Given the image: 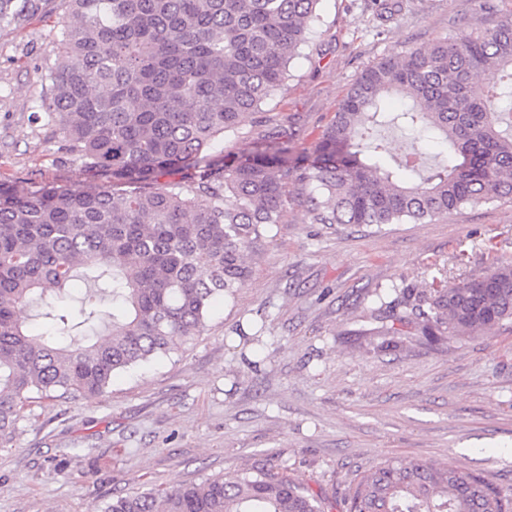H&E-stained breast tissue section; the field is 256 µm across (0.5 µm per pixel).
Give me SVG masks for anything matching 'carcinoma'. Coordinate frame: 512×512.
<instances>
[{
  "instance_id": "obj_1",
  "label": "carcinoma",
  "mask_w": 512,
  "mask_h": 512,
  "mask_svg": "<svg viewBox=\"0 0 512 512\" xmlns=\"http://www.w3.org/2000/svg\"><path fill=\"white\" fill-rule=\"evenodd\" d=\"M39 109L97 184H0V446L33 395H99L119 372L198 335L213 300L235 298L246 262L281 223L288 184L317 224H421L512 197V15L480 31L365 67L311 147L295 123L217 148L288 80L319 0H68ZM46 14V0H0V29ZM500 75L480 85V73ZM406 101L399 111L391 98ZM384 129L410 146L388 156ZM433 134L452 155L429 163ZM390 162H384L385 157ZM76 303L54 301L74 277ZM380 347L412 326L464 338L512 326V264L450 286L378 295ZM55 333L34 338L16 310ZM103 512H325L262 466L111 500ZM345 512H512V497L464 468L386 458L359 474Z\"/></svg>"
}]
</instances>
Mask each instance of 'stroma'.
I'll use <instances>...</instances> for the list:
<instances>
[{
    "instance_id": "stroma-1",
    "label": "stroma",
    "mask_w": 512,
    "mask_h": 512,
    "mask_svg": "<svg viewBox=\"0 0 512 512\" xmlns=\"http://www.w3.org/2000/svg\"><path fill=\"white\" fill-rule=\"evenodd\" d=\"M319 0L290 78L242 130L293 119L317 141L358 73L388 56L512 14V0ZM66 0L0 30V183H89L58 126L38 110ZM289 183L281 222L247 262L234 301L217 302L179 351L121 373L106 393L36 399L0 447V512H97L111 499L267 465L342 512L356 474L386 457L481 474L512 496V331L405 336L381 350L377 293L456 282L512 263V200L492 199L425 224H317ZM266 323L264 363L233 336Z\"/></svg>"
}]
</instances>
